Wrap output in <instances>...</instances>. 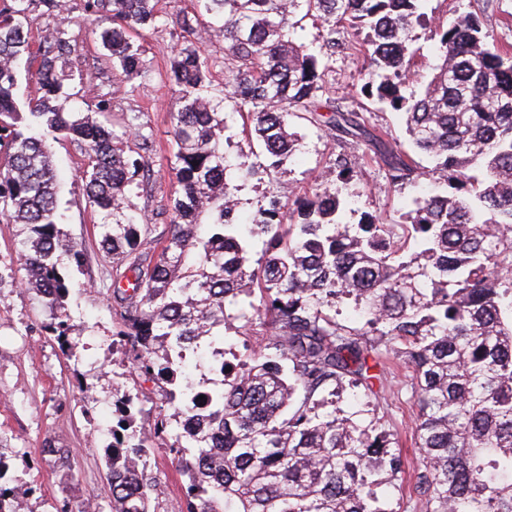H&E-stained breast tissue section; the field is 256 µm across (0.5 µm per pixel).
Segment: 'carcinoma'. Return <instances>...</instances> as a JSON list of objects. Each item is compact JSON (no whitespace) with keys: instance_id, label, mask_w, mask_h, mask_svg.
<instances>
[{"instance_id":"obj_1","label":"carcinoma","mask_w":512,"mask_h":512,"mask_svg":"<svg viewBox=\"0 0 512 512\" xmlns=\"http://www.w3.org/2000/svg\"><path fill=\"white\" fill-rule=\"evenodd\" d=\"M422 0H196L219 22L224 83L219 94L252 117L267 169L297 154L296 120L362 126L351 113H319L321 59L293 42L306 18L367 29L361 47L370 71L361 90L405 116L413 147L435 162L452 194L416 201L404 260L392 226L377 218L341 222L343 201L324 189L288 204L276 195L248 218L229 187L260 167L230 163L224 113L212 94V63L188 41L170 60L173 91L170 170L177 191L161 231L136 215L131 197L152 175V145L125 118L108 128L57 104L71 52L60 30L30 70L29 15L60 0H0V219L20 225L21 283L49 316L45 330L72 350L68 307L74 288L64 258L80 263L58 211V175L48 141L64 137L85 157L82 181L100 216L98 242L112 259L106 292L119 326L112 346L130 376L159 389L152 429H134L139 393L115 394L105 448L112 512H160L151 442L184 477L186 512H399L378 494L404 472L397 443L378 421L321 411L320 395L345 384L375 394L370 370L392 352L412 370L422 466L415 490L424 512H512V51L487 47L478 16L448 22L444 60L417 96L401 88L414 73L408 36ZM157 0H87L112 14L101 43L118 88L149 72L137 39L157 19ZM38 96L20 92V73ZM483 180L469 194L467 170ZM392 179L418 172L407 153H391ZM264 249L254 258L256 242ZM242 310L263 345L248 360H224L226 309ZM346 298L359 324L336 321ZM209 356L219 372L197 386L191 372ZM0 512H22L4 486Z\"/></svg>"}]
</instances>
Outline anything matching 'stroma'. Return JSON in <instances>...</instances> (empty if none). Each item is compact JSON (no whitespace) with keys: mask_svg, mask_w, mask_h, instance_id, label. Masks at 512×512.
Returning <instances> with one entry per match:
<instances>
[{"mask_svg":"<svg viewBox=\"0 0 512 512\" xmlns=\"http://www.w3.org/2000/svg\"><path fill=\"white\" fill-rule=\"evenodd\" d=\"M63 2L62 12L32 15L31 45L39 47L58 27H66L72 52L65 70L71 76V87L78 92L75 105L100 122H111L119 115L137 117L157 153L153 157L152 190L149 196L136 198L134 204L147 223H159L160 212L169 208L176 182L169 168V111L174 95L158 74L184 43L177 16L193 12L195 2L159 0L157 25L140 38L151 74L134 87L119 91L113 87L112 63L98 40L99 32L111 27V17L88 15L84 0ZM422 10L423 22L410 33L415 74L405 84V94L420 92L440 65L435 32L448 21L477 14L491 45L512 46V0H424ZM330 33L336 38V47L325 53L321 47ZM363 36V30L345 23L332 30L324 22L309 19L292 34L307 52L322 57L324 77L319 100L328 99L341 111L358 113L367 128H387L392 147L411 152L402 114L361 92L369 60L354 44ZM104 93L111 98V109L101 113L96 102ZM297 130L301 147L287 169L259 180L238 182L235 195L243 213L266 205L273 191L291 197L330 187L346 205L343 223L355 224L373 215L397 227L406 223L417 199L447 190L432 175L434 162L428 156L417 158L420 176L395 182L386 163L369 158L365 143L359 139L304 119L298 121ZM51 150L61 169L59 207L65 215L64 229L83 249L81 264L73 271L76 287L69 298L73 320L83 331L72 354H63L41 330L47 314L36 296L16 282L0 285V459L9 467V487L23 501L24 512H110L105 448L111 440L113 393L117 387L129 385L130 379L112 361L117 318L103 287L110 264L98 249L96 216L85 201L83 157L76 145L64 138L52 142ZM340 154L355 163L352 177L344 180L331 164ZM411 379L410 369L398 359H389L384 386L376 397L365 402L357 399L355 391L346 389L337 393L335 406L347 415L356 412L365 420L379 419L382 430L398 441L406 476L391 495L399 499L402 512H423L408 478L420 463L413 437L417 405ZM48 442L68 449V459L61 462L44 453ZM151 461L165 512H182L183 478L169 454L155 449Z\"/></svg>","mask_w":512,"mask_h":512,"instance_id":"1","label":"stroma"}]
</instances>
